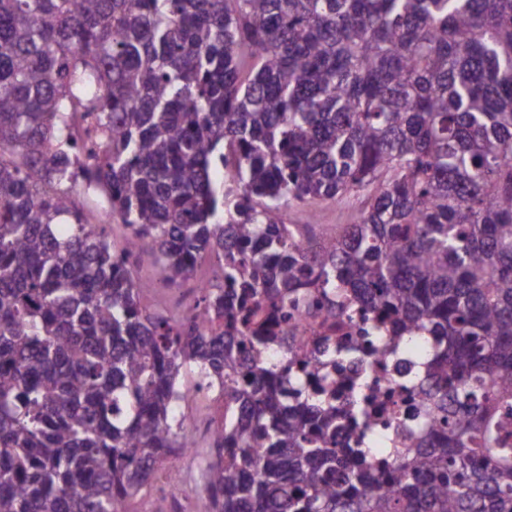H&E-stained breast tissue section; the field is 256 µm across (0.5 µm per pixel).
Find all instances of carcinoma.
I'll return each instance as SVG.
<instances>
[{
    "label": "carcinoma",
    "instance_id": "cac0c4a2",
    "mask_svg": "<svg viewBox=\"0 0 512 512\" xmlns=\"http://www.w3.org/2000/svg\"><path fill=\"white\" fill-rule=\"evenodd\" d=\"M204 261L143 306L135 263ZM301 288L447 342L415 448L336 447L371 414L245 359ZM186 370L224 398L203 512H512V0H0V512H125ZM319 216L320 233L332 232L336 230V224H348L351 214V208L347 203H338L336 201H313L299 208L288 210V224H308L306 215L310 211ZM193 286L192 281L183 289H170L157 284L154 293L148 297L146 303L151 306L182 310L195 301L196 291L192 290Z\"/></svg>",
    "mask_w": 512,
    "mask_h": 512
}]
</instances>
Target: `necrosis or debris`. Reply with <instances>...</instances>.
Wrapping results in <instances>:
<instances>
[{"label":"necrosis or debris","mask_w":512,"mask_h":512,"mask_svg":"<svg viewBox=\"0 0 512 512\" xmlns=\"http://www.w3.org/2000/svg\"><path fill=\"white\" fill-rule=\"evenodd\" d=\"M289 314L285 335L260 348V356L293 366L292 384L303 394L313 391L308 378L313 372L335 394L338 405L358 397L369 400L377 414V434L390 447H409V437L397 430L396 423L419 408L416 384L442 343L433 336L413 345L398 343L379 317L363 313L349 300L337 301L331 312L320 308L315 298L302 296ZM407 422L409 428L418 426L417 421Z\"/></svg>","instance_id":"1"}]
</instances>
